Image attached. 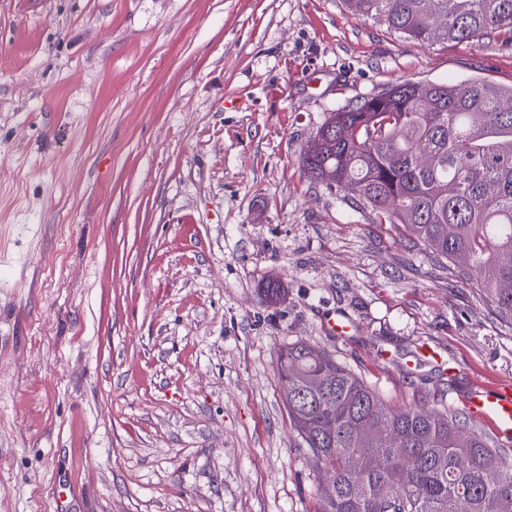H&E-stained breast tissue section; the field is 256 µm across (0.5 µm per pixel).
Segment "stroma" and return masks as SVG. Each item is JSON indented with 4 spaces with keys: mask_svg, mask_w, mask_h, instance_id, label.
I'll return each mask as SVG.
<instances>
[{
    "mask_svg": "<svg viewBox=\"0 0 512 512\" xmlns=\"http://www.w3.org/2000/svg\"><path fill=\"white\" fill-rule=\"evenodd\" d=\"M406 80L510 87L512 38L425 46L344 0H0V512H316L290 344L395 408L512 380L476 279L302 172L327 112Z\"/></svg>",
    "mask_w": 512,
    "mask_h": 512,
    "instance_id": "1",
    "label": "stroma"
}]
</instances>
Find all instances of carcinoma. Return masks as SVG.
<instances>
[{"mask_svg":"<svg viewBox=\"0 0 512 512\" xmlns=\"http://www.w3.org/2000/svg\"><path fill=\"white\" fill-rule=\"evenodd\" d=\"M424 45L512 37V0H345ZM310 182L343 189L453 265L512 323V87L405 81L326 114ZM264 300L283 283L269 279ZM288 415L314 458L318 512H512V459L455 411L391 408L328 352L278 354ZM383 458L384 468L372 461Z\"/></svg>","mask_w":512,"mask_h":512,"instance_id":"1","label":"carcinoma"}]
</instances>
